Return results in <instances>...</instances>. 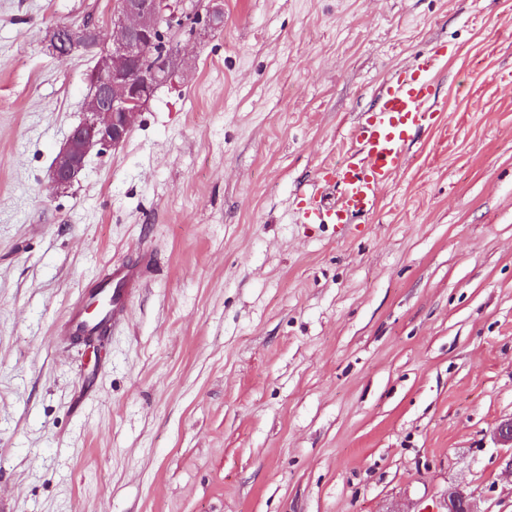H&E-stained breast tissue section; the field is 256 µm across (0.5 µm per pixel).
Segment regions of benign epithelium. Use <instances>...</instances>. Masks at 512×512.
<instances>
[{"label":"benign epithelium","instance_id":"7a95c632","mask_svg":"<svg viewBox=\"0 0 512 512\" xmlns=\"http://www.w3.org/2000/svg\"><path fill=\"white\" fill-rule=\"evenodd\" d=\"M221 0H118L112 13V45L101 29L88 24L62 28L58 37L71 49H96L88 75L92 88L86 117L68 136L53 169L59 185L72 183L98 145L119 147L157 86L178 70L181 39L191 41L202 27L214 25ZM448 512H478L473 496L448 493Z\"/></svg>","mask_w":512,"mask_h":512}]
</instances>
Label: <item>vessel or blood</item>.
<instances>
[{
	"mask_svg": "<svg viewBox=\"0 0 512 512\" xmlns=\"http://www.w3.org/2000/svg\"><path fill=\"white\" fill-rule=\"evenodd\" d=\"M438 60V49H429L418 54L411 66L386 79L374 107L361 113L353 125L351 147L334 168L323 172L320 189L298 208V223L332 224L343 234L356 218L376 207L380 192L404 165L406 145L435 115L430 102ZM140 285L137 269L112 268L96 288L66 310L59 336L95 338L102 328L120 325L125 319L126 299ZM93 302L98 305L94 315L88 312Z\"/></svg>",
	"mask_w": 512,
	"mask_h": 512,
	"instance_id": "1",
	"label": "vessel or blood"
}]
</instances>
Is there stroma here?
<instances>
[{
    "mask_svg": "<svg viewBox=\"0 0 512 512\" xmlns=\"http://www.w3.org/2000/svg\"><path fill=\"white\" fill-rule=\"evenodd\" d=\"M116 0H0L5 512H512V0H223L118 148L53 161ZM443 52L436 119L339 236L293 210L359 112ZM152 264L103 344L55 329Z\"/></svg>",
    "mask_w": 512,
    "mask_h": 512,
    "instance_id": "1",
    "label": "stroma"
}]
</instances>
